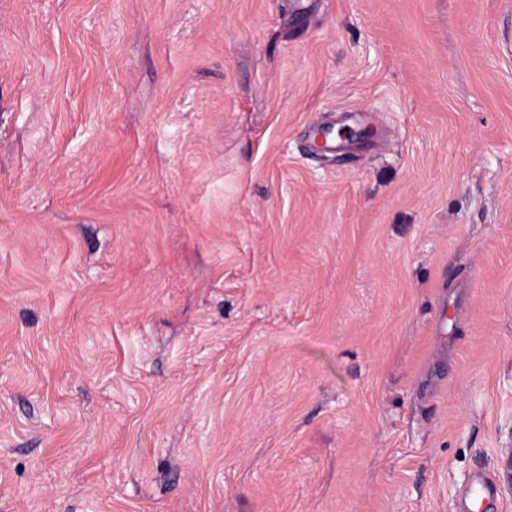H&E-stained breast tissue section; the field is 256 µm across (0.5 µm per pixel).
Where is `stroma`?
Masks as SVG:
<instances>
[{"mask_svg": "<svg viewBox=\"0 0 512 512\" xmlns=\"http://www.w3.org/2000/svg\"><path fill=\"white\" fill-rule=\"evenodd\" d=\"M509 464L512 0H0V512H512ZM501 494L500 481L485 472H476L470 480L469 488L458 504L459 512H487V508Z\"/></svg>", "mask_w": 512, "mask_h": 512, "instance_id": "obj_1", "label": "stroma"}]
</instances>
